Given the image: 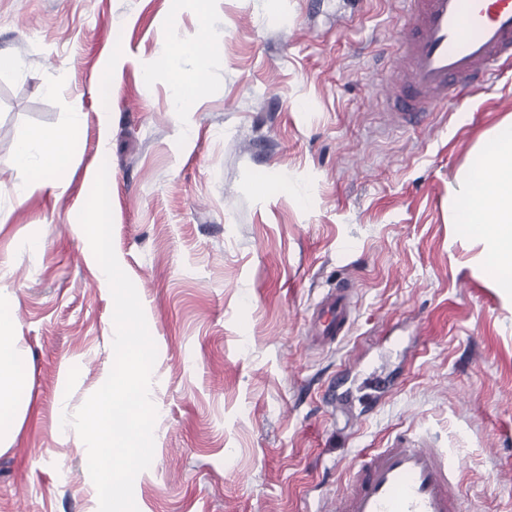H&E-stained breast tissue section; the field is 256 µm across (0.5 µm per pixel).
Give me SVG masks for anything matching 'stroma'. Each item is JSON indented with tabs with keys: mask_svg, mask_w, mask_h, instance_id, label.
Listing matches in <instances>:
<instances>
[{
	"mask_svg": "<svg viewBox=\"0 0 512 512\" xmlns=\"http://www.w3.org/2000/svg\"><path fill=\"white\" fill-rule=\"evenodd\" d=\"M401 36L391 0H0V512H98L59 423L114 360L78 221L103 165L157 347L140 512H319L359 453L411 430L461 469L464 512H512V296L448 222L449 185L512 116V65L402 128L377 93ZM199 68L206 92L174 111ZM70 125L67 189L43 187L16 146ZM351 282L345 340L318 344L317 303ZM0 335V403L4 405L11 403L15 394L11 390L13 364L5 353L8 335L6 334V327L2 323L0 324Z\"/></svg>",
	"mask_w": 512,
	"mask_h": 512,
	"instance_id": "stroma-1",
	"label": "stroma"
}]
</instances>
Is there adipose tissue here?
Here are the masks:
<instances>
[{
	"label": "adipose tissue",
	"instance_id": "obj_1",
	"mask_svg": "<svg viewBox=\"0 0 512 512\" xmlns=\"http://www.w3.org/2000/svg\"><path fill=\"white\" fill-rule=\"evenodd\" d=\"M71 128L45 130L21 142L19 166H38L51 176L55 188H64L59 174L70 161ZM479 164L469 167L448 190L450 223L461 231L479 230L491 270L512 288V119L499 123L480 144Z\"/></svg>",
	"mask_w": 512,
	"mask_h": 512
}]
</instances>
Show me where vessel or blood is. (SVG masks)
Returning a JSON list of instances; mask_svg holds the SVG:
<instances>
[{
    "mask_svg": "<svg viewBox=\"0 0 512 512\" xmlns=\"http://www.w3.org/2000/svg\"><path fill=\"white\" fill-rule=\"evenodd\" d=\"M400 49L384 79L401 122L489 88L512 62V0H398ZM352 323L347 289L323 297L319 334L338 342ZM446 449L403 434L358 458L332 512H458Z\"/></svg>",
    "mask_w": 512,
    "mask_h": 512,
    "instance_id": "1",
    "label": "vessel or blood"
}]
</instances>
